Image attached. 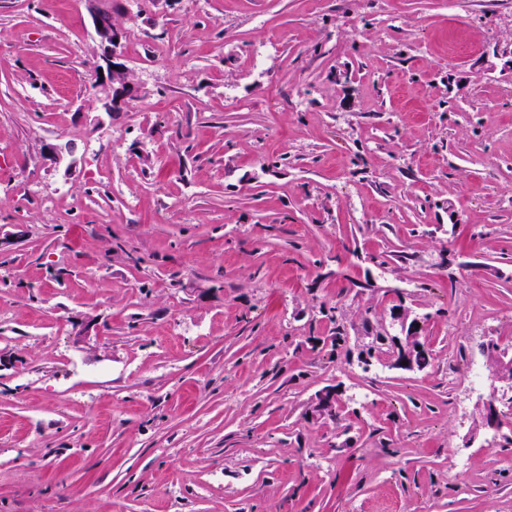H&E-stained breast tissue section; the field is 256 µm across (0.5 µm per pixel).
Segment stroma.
Instances as JSON below:
<instances>
[{
    "label": "stroma",
    "instance_id": "35a3bbf8",
    "mask_svg": "<svg viewBox=\"0 0 512 512\" xmlns=\"http://www.w3.org/2000/svg\"><path fill=\"white\" fill-rule=\"evenodd\" d=\"M112 21L108 112L86 0H0V512H512V0ZM98 0H88L93 14V21L96 35L99 39L102 53L93 59V71L99 77L97 87L103 94L100 101H103L105 110L110 111L113 107L121 104L130 92L129 84H125L126 66L121 60V46L125 32L123 29L112 25V14L109 11H101L93 4ZM101 24V27H98ZM118 39V42H115ZM117 66V69H112ZM99 69H102L103 76L99 75ZM420 329V325L416 320H413L406 329V335L411 339V347L406 350L402 348L401 343L399 348L397 347L394 354L399 358V363L403 365V362H407V365H403L409 368L415 366L417 362V368L422 369L423 363L428 359V349L423 344L417 341V333ZM421 363V364H420ZM490 350L492 359H493V374L501 382H505L507 384L506 388H503L497 391V397L499 400H506L512 394V356L510 355L507 349H501L499 344L495 346V343H490V347H487Z\"/></svg>",
    "mask_w": 512,
    "mask_h": 512
}]
</instances>
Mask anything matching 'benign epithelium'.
<instances>
[{
	"label": "benign epithelium",
	"instance_id": "7a95c632",
	"mask_svg": "<svg viewBox=\"0 0 512 512\" xmlns=\"http://www.w3.org/2000/svg\"><path fill=\"white\" fill-rule=\"evenodd\" d=\"M93 21L96 24L95 32L99 39L102 53L93 59L94 73H103L97 83L99 92L103 94V107L110 111L113 107L121 104L130 92L129 85L125 84L126 66L121 62V40L125 38L123 29L112 25V14L109 11H101L96 7H91ZM420 325L417 321H412L407 329L406 335L411 339V347L404 349L397 348L394 354L399 358V362L407 363V367L412 368L416 363H425L428 359V349L417 341V333ZM493 359V374L501 382L507 384V387L500 390L499 400H506L512 396V356L508 350L498 345L490 344L488 347Z\"/></svg>",
	"mask_w": 512,
	"mask_h": 512
}]
</instances>
